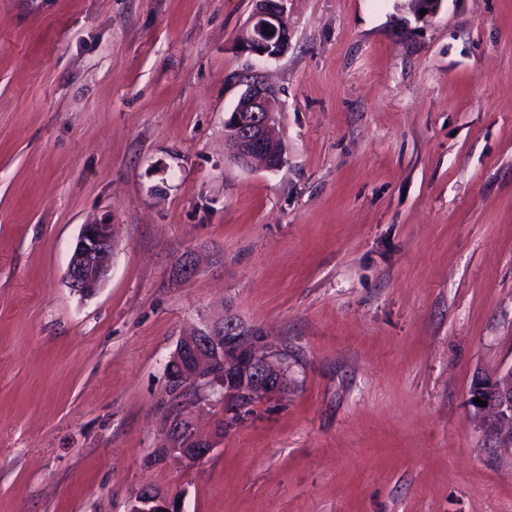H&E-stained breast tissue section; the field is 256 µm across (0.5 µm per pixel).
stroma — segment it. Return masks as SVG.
Instances as JSON below:
<instances>
[{
    "mask_svg": "<svg viewBox=\"0 0 512 512\" xmlns=\"http://www.w3.org/2000/svg\"><path fill=\"white\" fill-rule=\"evenodd\" d=\"M251 0H0V512H512V447L469 403L512 366V0H289L288 52H242ZM286 163L239 166L244 81ZM116 248L65 272L82 225ZM196 271H176L186 254ZM233 317L288 392L200 390L213 452L158 450L166 365ZM112 224L82 225L66 269L69 288L78 295L94 293L112 265ZM129 512H179L175 498L157 489L142 490L131 502Z\"/></svg>",
    "mask_w": 512,
    "mask_h": 512,
    "instance_id": "1",
    "label": "stroma"
}]
</instances>
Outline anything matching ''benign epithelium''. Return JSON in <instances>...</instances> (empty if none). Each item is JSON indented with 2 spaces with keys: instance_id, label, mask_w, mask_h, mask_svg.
Instances as JSON below:
<instances>
[{
  "instance_id": "7a95c632",
  "label": "benign epithelium",
  "mask_w": 512,
  "mask_h": 512,
  "mask_svg": "<svg viewBox=\"0 0 512 512\" xmlns=\"http://www.w3.org/2000/svg\"><path fill=\"white\" fill-rule=\"evenodd\" d=\"M289 0H252L253 9L242 38V50L259 58H275L289 47ZM420 21H427L441 7L442 0H410ZM427 13L420 14L421 10ZM275 89L253 79L247 82L229 118L224 122L225 142L230 158L242 167L260 165L274 170L282 166L285 148L272 133L274 113L269 104ZM112 225L84 224L66 269L69 288L81 295L94 293L112 265ZM261 332L233 318L205 324L183 337L168 366L169 382L182 391L202 382L252 402L261 394H280L288 389L280 351L263 341L250 342ZM487 405V432L512 445V365L496 376H477L470 387V399ZM210 442L196 437L189 414L181 410L169 417L166 443L159 449L164 457H178L188 463L210 454ZM129 512H178L175 498L157 489L142 490L131 502Z\"/></svg>"
}]
</instances>
